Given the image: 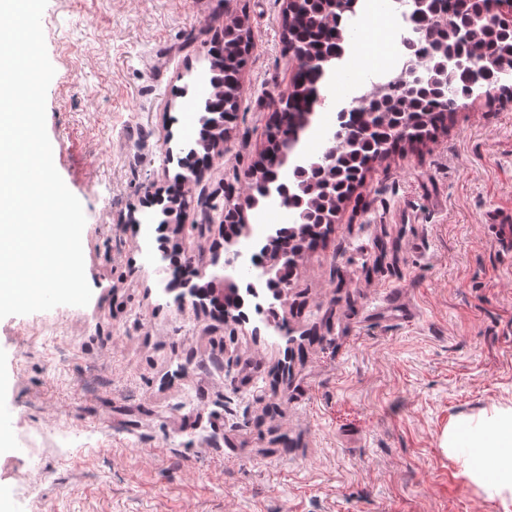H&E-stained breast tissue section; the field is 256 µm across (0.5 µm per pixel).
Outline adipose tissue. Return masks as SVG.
Masks as SVG:
<instances>
[{"label": "adipose tissue", "mask_w": 512, "mask_h": 512, "mask_svg": "<svg viewBox=\"0 0 512 512\" xmlns=\"http://www.w3.org/2000/svg\"><path fill=\"white\" fill-rule=\"evenodd\" d=\"M443 452L463 461L469 485L512 512V406L450 419L440 437Z\"/></svg>", "instance_id": "adipose-tissue-1"}]
</instances>
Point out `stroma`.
<instances>
[{"mask_svg":"<svg viewBox=\"0 0 512 512\" xmlns=\"http://www.w3.org/2000/svg\"><path fill=\"white\" fill-rule=\"evenodd\" d=\"M285 0H48L54 165L82 204L87 306L0 319V512H498L440 448L451 418L512 401V99L375 162L273 314L182 302L224 254V187L267 146L296 60ZM248 64L224 148L179 182L185 107L225 22ZM374 60L328 79L325 111ZM180 186V232L147 189ZM209 224L205 234L197 225ZM417 311L385 314L390 293Z\"/></svg>","mask_w":512,"mask_h":512,"instance_id":"35a3bbf8","label":"stroma"}]
</instances>
